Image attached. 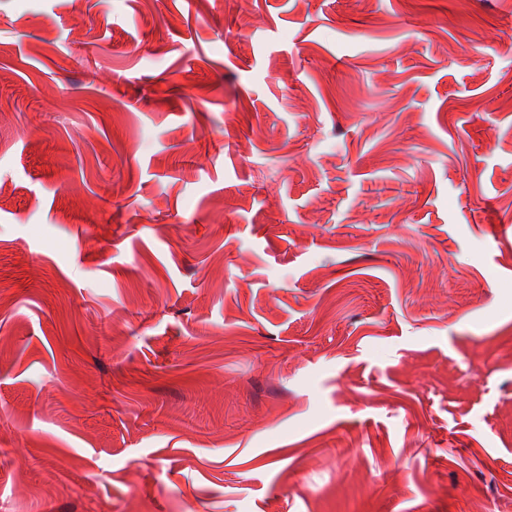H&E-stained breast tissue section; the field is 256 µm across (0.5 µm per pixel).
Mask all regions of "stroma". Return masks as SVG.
<instances>
[{
    "label": "stroma",
    "mask_w": 512,
    "mask_h": 512,
    "mask_svg": "<svg viewBox=\"0 0 512 512\" xmlns=\"http://www.w3.org/2000/svg\"><path fill=\"white\" fill-rule=\"evenodd\" d=\"M2 183L0 512H512V0H0Z\"/></svg>",
    "instance_id": "obj_1"
}]
</instances>
